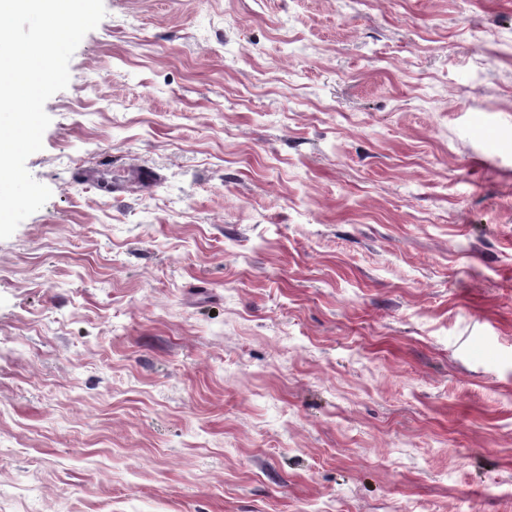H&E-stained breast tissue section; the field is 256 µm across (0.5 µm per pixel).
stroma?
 I'll return each mask as SVG.
<instances>
[{
    "label": "stroma",
    "instance_id": "1",
    "mask_svg": "<svg viewBox=\"0 0 512 512\" xmlns=\"http://www.w3.org/2000/svg\"><path fill=\"white\" fill-rule=\"evenodd\" d=\"M104 6L0 240V512H512V0Z\"/></svg>",
    "mask_w": 512,
    "mask_h": 512
}]
</instances>
